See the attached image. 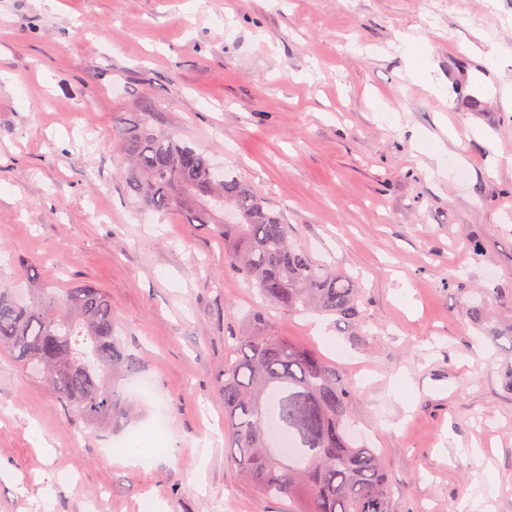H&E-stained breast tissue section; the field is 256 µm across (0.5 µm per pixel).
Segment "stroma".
Listing matches in <instances>:
<instances>
[{"label":"stroma","mask_w":512,"mask_h":512,"mask_svg":"<svg viewBox=\"0 0 512 512\" xmlns=\"http://www.w3.org/2000/svg\"><path fill=\"white\" fill-rule=\"evenodd\" d=\"M404 34L442 92L410 78ZM506 85L512 0H0V281L100 286L138 362L112 379L135 416L99 431L0 351V512H288L225 459L218 381L253 309L351 383L396 512H473L489 482L512 512V343L468 315L478 288L512 317ZM145 119L359 278L360 333L265 306L212 226L142 210L119 134Z\"/></svg>","instance_id":"1"}]
</instances>
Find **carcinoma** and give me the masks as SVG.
<instances>
[{
	"label": "carcinoma",
	"instance_id": "cac0c4a2",
	"mask_svg": "<svg viewBox=\"0 0 512 512\" xmlns=\"http://www.w3.org/2000/svg\"><path fill=\"white\" fill-rule=\"evenodd\" d=\"M129 193L152 211H178L191 224H211L224 255L262 297L284 313L315 311L347 326L362 320L363 299L347 275L291 242L292 228L265 196L186 141L143 120L122 135ZM470 319L492 338L507 331L484 324L482 302ZM0 349L92 429L118 412L111 379L136 363L117 335L112 300L95 284L37 288L24 296L0 283ZM219 391L231 436L227 460L258 493L288 498V512H394V492L375 451L348 430L351 386L314 353L276 334L261 312L244 317L224 359ZM293 452L280 446L282 436Z\"/></svg>",
	"mask_w": 512,
	"mask_h": 512
}]
</instances>
